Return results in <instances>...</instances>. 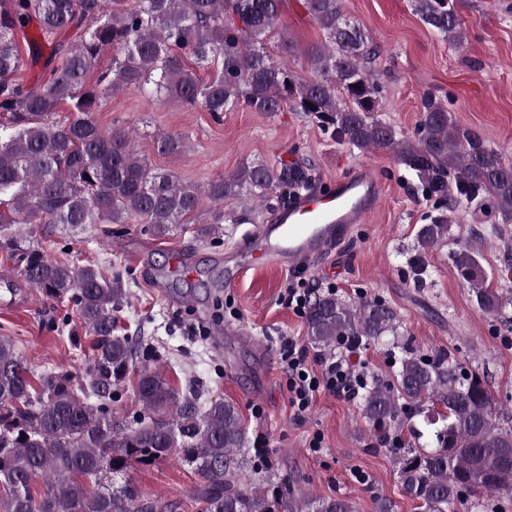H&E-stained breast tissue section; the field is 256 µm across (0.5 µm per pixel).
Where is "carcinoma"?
Here are the masks:
<instances>
[{"instance_id":"obj_1","label":"carcinoma","mask_w":512,"mask_h":512,"mask_svg":"<svg viewBox=\"0 0 512 512\" xmlns=\"http://www.w3.org/2000/svg\"><path fill=\"white\" fill-rule=\"evenodd\" d=\"M284 0H0V250L45 299L70 303L92 337L82 374L31 371L14 340L0 336V512H172L127 477L134 463L173 456L198 473L202 512H356L347 497L298 496L288 479L265 482L244 452L236 407L221 397L176 389L140 350L116 333L115 314L128 289L93 265L50 256L20 232L23 224H126L137 219L156 237L200 217L228 219L224 203L283 202L312 183L299 162H243L203 186L160 173L136 149L131 132L102 129L94 116L102 98L134 89L149 98L220 116L302 112L324 134L361 151H387L412 171L434 215L417 232L426 252L449 239L459 211L489 209L500 236L512 224V165L490 142L456 124L435 97L424 98L415 133L405 136L379 119L381 86L365 66L379 46L348 18L342 0H304L325 42L308 49L309 77L288 64L280 39L276 60L264 43L281 21ZM466 0H412L421 22L449 43L464 42ZM54 42L63 31L75 44L57 45L55 65L35 84L16 78L25 65L19 35ZM112 65L89 73L105 48ZM70 115L58 119V112ZM162 154L181 153L184 139L164 135ZM448 252L477 307L512 332V293L489 287L479 261L481 231ZM307 338L328 357L342 341L383 345L394 355V381L364 384L360 406L380 442L422 417L429 444L394 448L405 494L420 512H452L468 498L512 493V426L500 424L491 394L475 371L451 354L426 355L401 342L396 312L381 299L317 295L306 310ZM131 386L133 416L114 408ZM41 485L42 492L34 489Z\"/></svg>"}]
</instances>
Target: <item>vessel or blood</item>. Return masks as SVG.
Masks as SVG:
<instances>
[{"label": "vessel or blood", "mask_w": 512, "mask_h": 512, "mask_svg": "<svg viewBox=\"0 0 512 512\" xmlns=\"http://www.w3.org/2000/svg\"><path fill=\"white\" fill-rule=\"evenodd\" d=\"M383 188L368 166L337 178L322 194H307L272 212L250 235L240 254L246 265H295L345 241L380 204Z\"/></svg>", "instance_id": "b4317fda"}]
</instances>
